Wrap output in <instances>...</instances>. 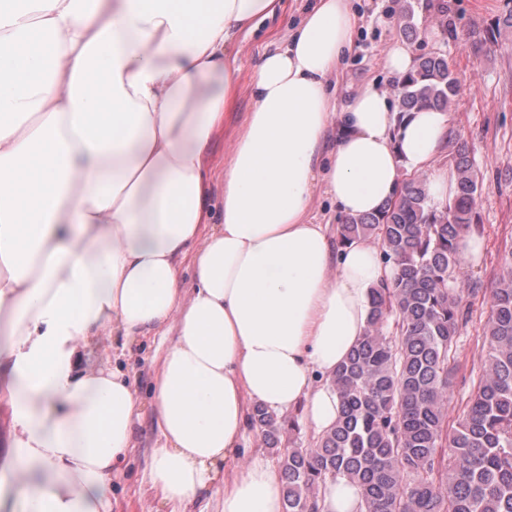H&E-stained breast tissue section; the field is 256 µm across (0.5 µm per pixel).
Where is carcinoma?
I'll list each match as a JSON object with an SVG mask.
<instances>
[{
  "label": "carcinoma",
  "mask_w": 512,
  "mask_h": 512,
  "mask_svg": "<svg viewBox=\"0 0 512 512\" xmlns=\"http://www.w3.org/2000/svg\"><path fill=\"white\" fill-rule=\"evenodd\" d=\"M403 33L416 31L421 0H399ZM512 29V10L473 38L479 49ZM397 112L448 110L459 93L448 60L419 59L396 84ZM454 197L430 204L425 177L412 175L378 213L349 219L337 240L381 243L393 280L373 290L365 336L333 379L342 414L310 447L298 445L262 406L252 425L277 456L284 512H318L328 476L362 490L364 512H512V249L491 291L477 381L468 399L450 397L456 348L468 321L457 270L460 237L475 230L484 192L467 146L450 142Z\"/></svg>",
  "instance_id": "cac0c4a2"
}]
</instances>
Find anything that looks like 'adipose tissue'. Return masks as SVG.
Here are the masks:
<instances>
[{
    "instance_id": "1",
    "label": "adipose tissue",
    "mask_w": 512,
    "mask_h": 512,
    "mask_svg": "<svg viewBox=\"0 0 512 512\" xmlns=\"http://www.w3.org/2000/svg\"><path fill=\"white\" fill-rule=\"evenodd\" d=\"M282 8L0 0V495L16 512H112L140 398L95 360L107 332L171 340L153 379L161 444L147 491L173 512L211 492L221 512H283L280 470L236 464L254 406L304 405L317 435L336 422L332 380L394 271L380 244L333 243L312 217L316 191L342 222L420 173L443 207L452 124L431 109L398 115L371 82L338 107L356 16L349 0H314L253 67L211 223L210 151L239 96L230 46ZM361 501L340 477L318 505Z\"/></svg>"
}]
</instances>
